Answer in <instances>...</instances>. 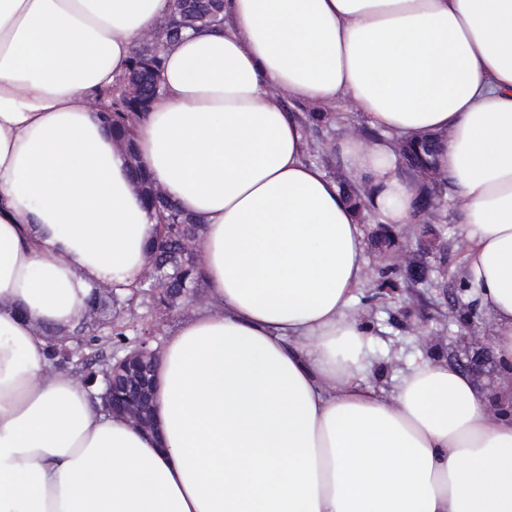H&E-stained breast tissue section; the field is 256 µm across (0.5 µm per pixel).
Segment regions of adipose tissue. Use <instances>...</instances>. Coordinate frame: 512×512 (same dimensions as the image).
<instances>
[{"mask_svg":"<svg viewBox=\"0 0 512 512\" xmlns=\"http://www.w3.org/2000/svg\"><path fill=\"white\" fill-rule=\"evenodd\" d=\"M175 13L0 0V512H512V396L424 358L370 383L359 212L280 97L350 101L382 133L338 152L399 229L420 188L396 146L436 136L461 275L512 375V0H224L222 28L168 41L133 142L204 227L209 305L165 343L160 437L50 374L47 330L149 263L159 219L101 113Z\"/></svg>","mask_w":512,"mask_h":512,"instance_id":"obj_1","label":"adipose tissue"}]
</instances>
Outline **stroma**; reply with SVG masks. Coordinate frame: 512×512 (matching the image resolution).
<instances>
[{
    "label": "stroma",
    "mask_w": 512,
    "mask_h": 512,
    "mask_svg": "<svg viewBox=\"0 0 512 512\" xmlns=\"http://www.w3.org/2000/svg\"><path fill=\"white\" fill-rule=\"evenodd\" d=\"M327 120L307 131V160L322 165L339 184H351L336 144L350 133H358L367 142L378 138L377 130L362 123L351 103L336 102L324 109ZM428 230L447 245L443 270H432L427 283L417 286L400 283L398 291L384 300L368 304L380 278V271L391 262L390 257L365 245L364 252L371 268L370 280L355 294L353 311L360 314L369 333L368 353L372 362L370 380L376 387L393 390L399 381L398 369L407 368L413 361L436 358L449 366L462 368L466 362L456 351V336L460 325L453 316L459 301L469 295L459 289L457 275L463 251L458 226L454 220L451 202H443L434 214L427 217ZM197 303L183 302L178 308L163 315H155L152 307L141 303H122L112 310V321L117 325L138 326L155 322L160 336H167L189 319ZM437 337L439 348H430L428 337Z\"/></svg>",
    "instance_id": "obj_1"
}]
</instances>
